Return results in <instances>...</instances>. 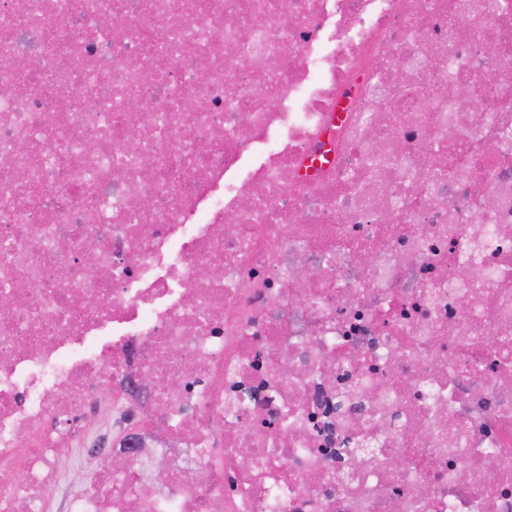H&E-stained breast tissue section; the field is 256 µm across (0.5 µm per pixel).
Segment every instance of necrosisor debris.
Listing matches in <instances>:
<instances>
[{
	"label": "necrosis or debris",
	"mask_w": 512,
	"mask_h": 512,
	"mask_svg": "<svg viewBox=\"0 0 512 512\" xmlns=\"http://www.w3.org/2000/svg\"><path fill=\"white\" fill-rule=\"evenodd\" d=\"M490 2L0 0V512H512Z\"/></svg>",
	"instance_id": "necrosis-or-debris-1"
}]
</instances>
